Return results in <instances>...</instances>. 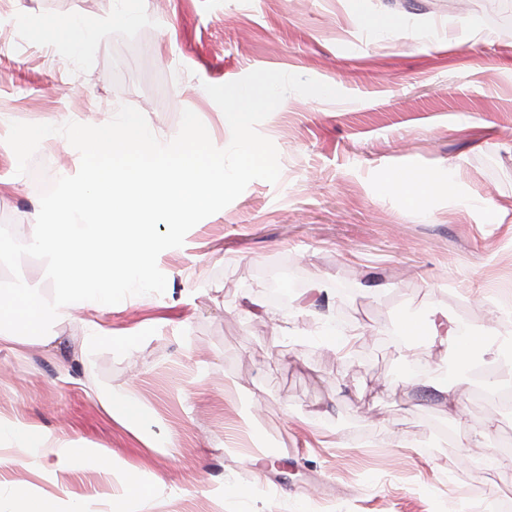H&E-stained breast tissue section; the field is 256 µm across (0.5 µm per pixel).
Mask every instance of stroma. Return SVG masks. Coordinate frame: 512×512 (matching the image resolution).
<instances>
[{
  "mask_svg": "<svg viewBox=\"0 0 512 512\" xmlns=\"http://www.w3.org/2000/svg\"><path fill=\"white\" fill-rule=\"evenodd\" d=\"M493 4L369 0L397 21L386 34L347 0H134L133 24L113 21L122 0H0V223L19 237L41 186L80 157L55 134L17 174L11 122H105L130 105L167 139L187 108L220 141L206 85L268 69L345 95L289 94L258 125L278 183L252 181L162 252L164 294L80 309L49 349L1 343L0 413L111 449L152 490L141 512H512V223L498 221L512 213V30ZM74 20L108 24L106 41L72 53L35 36ZM448 166L451 196L381 187ZM272 262L304 280L290 308L265 298ZM321 279L352 296H316ZM343 304L359 335L340 352L317 333ZM434 309L471 327L465 372L388 336ZM88 321L107 334L92 348ZM433 377L467 382L464 423ZM102 391L148 407V429L111 418ZM62 480L87 512L125 492L89 467Z\"/></svg>",
  "mask_w": 512,
  "mask_h": 512,
  "instance_id": "obj_1",
  "label": "stroma"
}]
</instances>
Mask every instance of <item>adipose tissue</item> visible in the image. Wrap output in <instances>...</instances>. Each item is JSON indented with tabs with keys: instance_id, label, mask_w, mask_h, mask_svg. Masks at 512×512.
<instances>
[{
	"instance_id": "adipose-tissue-1",
	"label": "adipose tissue",
	"mask_w": 512,
	"mask_h": 512,
	"mask_svg": "<svg viewBox=\"0 0 512 512\" xmlns=\"http://www.w3.org/2000/svg\"><path fill=\"white\" fill-rule=\"evenodd\" d=\"M413 335L425 337L431 344L443 348L459 364H467L470 357L468 344L461 340L458 329L436 319L413 328ZM25 460L39 477L53 482L58 472L75 467L77 463L90 465L108 480L131 484L129 470L113 461L104 448L77 452L74 443L61 442L52 432L35 424L0 415V462ZM0 512H85L84 508L56 494L40 497L26 491L15 492Z\"/></svg>"
}]
</instances>
